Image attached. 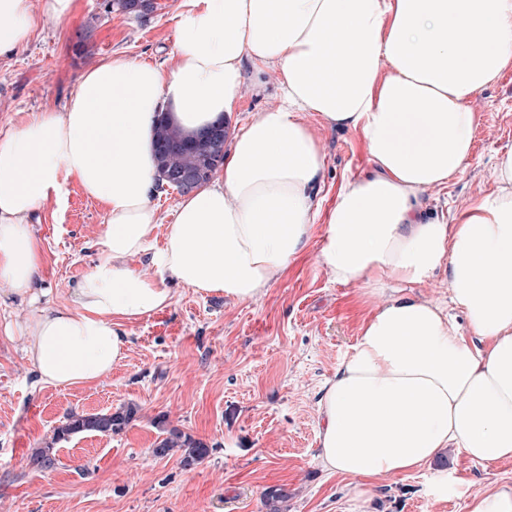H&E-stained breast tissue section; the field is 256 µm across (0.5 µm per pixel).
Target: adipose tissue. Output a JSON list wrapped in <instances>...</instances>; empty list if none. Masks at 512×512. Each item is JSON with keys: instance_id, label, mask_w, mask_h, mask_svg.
<instances>
[{"instance_id": "ef3b65f1", "label": "adipose tissue", "mask_w": 512, "mask_h": 512, "mask_svg": "<svg viewBox=\"0 0 512 512\" xmlns=\"http://www.w3.org/2000/svg\"><path fill=\"white\" fill-rule=\"evenodd\" d=\"M75 5L0 0V58ZM174 34L170 68L113 56L80 77L64 111L29 113L0 136V294L30 309L20 332L39 381H103L128 356L127 323L170 305L167 280L253 301L316 235L333 280L375 303L320 390L322 468L367 481L450 448L512 458V153L497 190L453 222L424 197L464 170L478 124L469 101L512 65V0H181ZM248 64L280 72L281 99L234 135L156 245L159 117L191 134L233 112ZM307 112L359 132L370 164L326 213ZM70 180L108 224L61 305L38 285L33 222ZM145 255L153 273L132 266ZM441 270L466 326L412 291Z\"/></svg>"}]
</instances>
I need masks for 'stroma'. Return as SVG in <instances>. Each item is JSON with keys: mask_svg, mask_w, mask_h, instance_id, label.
<instances>
[{"mask_svg": "<svg viewBox=\"0 0 512 512\" xmlns=\"http://www.w3.org/2000/svg\"><path fill=\"white\" fill-rule=\"evenodd\" d=\"M140 19L116 0H77L65 21L40 20L29 46L0 59V132L26 113L62 110L80 75L115 55L173 65L174 16L180 0H155ZM280 76L243 71L230 127L274 103ZM479 115L473 153L447 185L427 190L445 218L495 190L499 155L512 151V66L470 102ZM306 122L325 155V205L347 180L370 168L360 136ZM107 211L69 181L61 203H48L34 231L41 275L53 299L71 290L97 259ZM317 243L257 300L204 296L170 283L169 307L127 325L130 351L102 382L54 387L38 382L21 336L8 323L28 309L0 297V512H270L264 493L288 492L286 512H465L487 487L512 482V459L481 464L451 448L428 466L380 479L366 496L352 479L319 465L318 392L355 344L371 310L355 285L343 286L317 260ZM133 404L122 433L77 434L55 444L56 465L33 470L34 449L49 442L69 413ZM178 428L212 448L203 462L183 467L179 456L153 449L163 428ZM447 483L446 496L435 487Z\"/></svg>", "mask_w": 512, "mask_h": 512, "instance_id": "35a3bbf8", "label": "stroma"}]
</instances>
